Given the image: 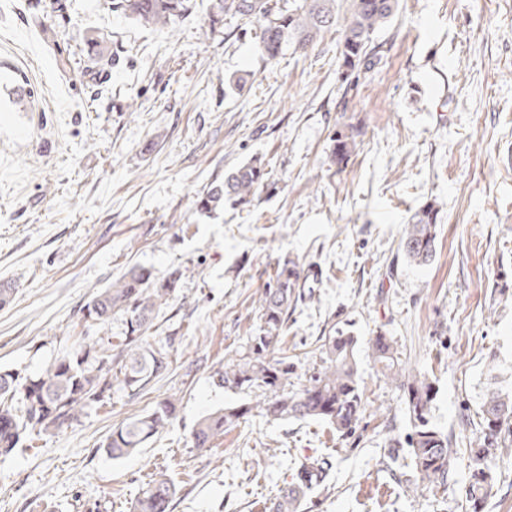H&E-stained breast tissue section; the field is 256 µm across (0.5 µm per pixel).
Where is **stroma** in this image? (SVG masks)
<instances>
[{
  "instance_id": "35a3bbf8",
  "label": "stroma",
  "mask_w": 512,
  "mask_h": 512,
  "mask_svg": "<svg viewBox=\"0 0 512 512\" xmlns=\"http://www.w3.org/2000/svg\"><path fill=\"white\" fill-rule=\"evenodd\" d=\"M210 6L146 29L109 0H0V279L16 284L0 308V370L41 373L84 339L120 350L124 317L88 322L83 306L131 267L182 273L150 331L169 371L0 456V512H132L163 474L172 512H264L311 455L333 478L302 512H461L464 423L489 381L512 390V0H400L371 65L349 77L339 31L269 63L255 26H211ZM92 50L114 56L111 69L92 74ZM240 73L237 92L227 80ZM350 130L358 147L340 166L333 138ZM255 157L269 180L251 207L198 211L207 185ZM427 203L436 255L417 266L397 248ZM287 259L306 292L281 344L294 386L321 365L323 338L348 329L373 409L348 439L322 421L249 416L198 450L200 416L250 399L214 379L254 335L259 293ZM380 331L439 389L431 422L451 439L450 474L421 495L407 451L388 453L409 424L368 355ZM167 396L180 411L144 448L116 460L102 449Z\"/></svg>"
}]
</instances>
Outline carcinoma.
<instances>
[{"mask_svg":"<svg viewBox=\"0 0 512 512\" xmlns=\"http://www.w3.org/2000/svg\"><path fill=\"white\" fill-rule=\"evenodd\" d=\"M339 0H214L211 24L238 18L258 24L259 50L263 59L274 60L288 49L305 50L322 33L338 23ZM347 17L341 31L340 61L348 74L360 65L371 64L368 44L371 36L388 24L399 0H344ZM112 10L144 27L167 26L194 9V0H111ZM356 147L351 132H336L333 155L336 164L348 162ZM265 165L255 159L244 163L210 183L197 198L204 213L224 208V201L249 205L264 186ZM439 209L433 203L421 206L402 230L398 251L417 266L429 264L436 255ZM180 271L174 269L156 277L142 267H132L101 289L84 306L85 319L106 322L115 314L126 319L124 347L108 353L105 343L83 341L57 358L37 377L25 380L10 371H0V455L18 447L24 434L47 433L71 424L92 406L111 400L116 384L139 392L170 367L169 352L155 348L149 331L159 311L175 296ZM300 272L293 261L278 266L273 283L258 299L259 324L239 359L224 364L215 384L226 391L258 390L255 404L241 403L208 413L195 423L191 438L196 448H210L224 437V430L257 412L280 421L320 420L330 423L344 437L351 436L370 406L355 357L357 340L337 330L322 344V365L297 390H290L295 374L288 357H275L288 315L302 299ZM369 356L380 365L382 375L397 384L405 397L406 414L412 432L406 442L412 465V491L430 490L448 481L450 439L430 425L429 416L437 396L435 382L424 374H411L402 367L398 346L383 332L367 343ZM177 399H161L152 410L120 423L103 447L120 459L144 447L149 439L175 418ZM512 395L491 387L481 405L479 429L469 448L470 476L464 489L463 512H483L493 494L492 462L505 452L512 454ZM332 464L323 457L308 456L298 467L296 480L288 484L265 512H300L306 496L324 485ZM177 493L173 482L155 478L145 485L133 504V512H170Z\"/></svg>","mask_w":512,"mask_h":512,"instance_id":"obj_1","label":"carcinoma"}]
</instances>
